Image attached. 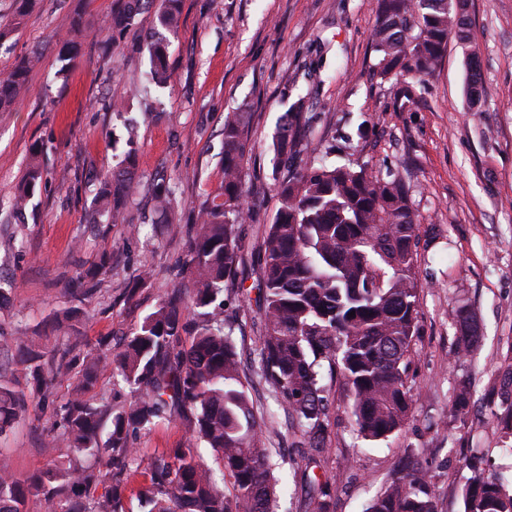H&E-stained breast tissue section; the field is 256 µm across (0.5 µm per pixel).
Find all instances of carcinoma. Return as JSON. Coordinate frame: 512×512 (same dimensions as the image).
Masks as SVG:
<instances>
[{
	"label": "carcinoma",
	"mask_w": 512,
	"mask_h": 512,
	"mask_svg": "<svg viewBox=\"0 0 512 512\" xmlns=\"http://www.w3.org/2000/svg\"><path fill=\"white\" fill-rule=\"evenodd\" d=\"M155 0H117L96 33L108 47L115 35L138 24ZM181 0H161L156 30L147 44L149 81L164 87L171 80L168 35L177 28ZM469 0H377L372 33L373 75L402 78L398 107L411 106L416 86L436 73L448 41L469 36ZM89 27L73 17L70 34L56 42L59 72L75 63L76 36ZM41 57L35 50L0 73V107L18 98ZM466 96L482 99L476 57L468 63ZM304 98L286 112L273 140V168L286 157L304 153L299 128ZM251 113L237 110L224 117V179L193 217L185 255L178 266L179 286L168 293L132 332L116 354L119 376L129 399L120 406L96 405L82 398L94 385L102 357L87 350L85 371L73 394L56 406L61 445L71 453L108 455L106 472L60 454L51 467L18 479L0 469V512H22L28 494L41 495L49 512H133L123 491L140 469L133 437L161 422L180 419L189 432L188 446L156 457L139 502L147 512H273L278 479L267 436L275 414L257 397H266L288 413V429L302 456L315 463L327 451L326 427L332 411L320 368L338 371L345 386L354 429L367 441L386 440L409 422L416 392L408 370L420 334L418 216L403 174L376 171L367 163L305 162L276 178L278 208L268 225L253 271L260 329L253 365L245 368L244 349L224 319V293H238L248 278L242 226L249 218L243 159ZM137 155L128 150L121 168L100 175L94 194L93 221L125 222L126 205L136 192ZM38 153L13 203L21 215L41 183ZM156 208L165 216L174 192L162 180L153 184ZM104 253L82 271L74 291L89 295ZM355 316H350V313ZM472 308L455 310L457 354L466 356L481 341L471 328ZM77 345L52 360L33 343L23 344L21 365L32 381L30 394L0 383V433L24 410L26 397L45 395L48 374H67ZM472 393L463 385L450 402L453 417L471 409ZM504 437L512 438V403L492 409ZM211 449L220 465L216 474L196 451ZM462 488L463 512H512V487L478 463ZM231 489H226L224 480ZM315 512H329V484L307 478ZM365 512H436L427 474L413 453L400 459L395 475L370 500Z\"/></svg>",
	"instance_id": "obj_1"
}]
</instances>
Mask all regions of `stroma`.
Segmentation results:
<instances>
[{"instance_id":"obj_1","label":"stroma","mask_w":512,"mask_h":512,"mask_svg":"<svg viewBox=\"0 0 512 512\" xmlns=\"http://www.w3.org/2000/svg\"><path fill=\"white\" fill-rule=\"evenodd\" d=\"M115 0H34L23 20L15 0H0V71L33 47L44 46L17 103L0 110V335L9 345L36 339L46 357L74 340L93 347L129 333L175 284L184 255L189 213L220 186L222 128L227 112H250V151L244 161L251 217L243 227L250 250L262 242L277 211L271 144L281 117L306 96L301 135L309 156L329 164L346 159L377 170H400L420 219V336L410 376L421 397L398 436L368 442L347 413L339 373L323 378L334 409L328 454L310 467L293 446L286 424L269 438L280 450L288 492L274 512H312L300 488L303 471L327 478L330 512H364L405 449L415 448L426 468L438 512H462V488L475 449L512 477L506 449L486 405L512 379V0H470L471 40H449L442 66L417 88L408 111L396 105L394 82L374 79L371 35L376 0H183L178 29L169 36L170 83L148 88L146 12L104 53L94 31L81 39L80 56L59 76L54 44L74 14L97 23ZM477 55L485 89L480 108L465 94L466 62ZM125 100L134 134L141 185L121 224L90 223L92 174L117 167L127 134L108 111ZM40 149L42 181L24 217L1 218L33 149ZM174 188L173 221L159 223L151 199L154 176ZM111 254L94 293L72 296L76 273ZM151 281L134 289L137 275ZM471 305L482 331L472 358L454 354L456 308ZM80 308L78 320L65 313ZM224 315L237 324L235 339L252 350L259 334L255 304L224 299ZM78 370L57 379L44 400L0 433V463L18 478L50 467L49 446L59 436L56 405L67 399ZM467 381L475 404L465 422L451 417V396ZM188 436L180 422L138 433L143 462Z\"/></svg>"}]
</instances>
